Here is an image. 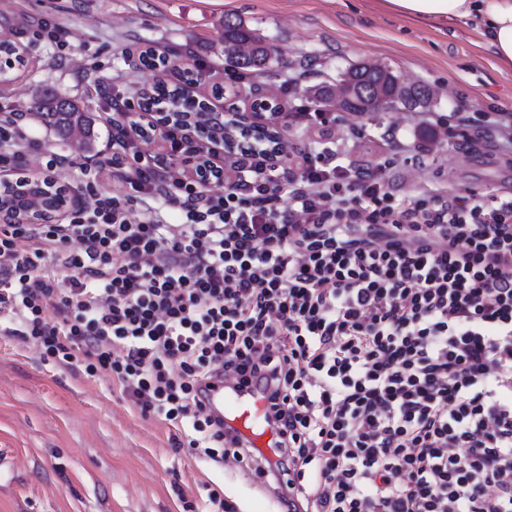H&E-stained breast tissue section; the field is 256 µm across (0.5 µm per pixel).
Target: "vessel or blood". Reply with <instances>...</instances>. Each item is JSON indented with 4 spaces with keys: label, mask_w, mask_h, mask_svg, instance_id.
Segmentation results:
<instances>
[{
    "label": "vessel or blood",
    "mask_w": 512,
    "mask_h": 512,
    "mask_svg": "<svg viewBox=\"0 0 512 512\" xmlns=\"http://www.w3.org/2000/svg\"><path fill=\"white\" fill-rule=\"evenodd\" d=\"M204 410L235 431L260 459L273 461L274 433L268 425L269 398L261 388H235L215 377L201 386Z\"/></svg>",
    "instance_id": "obj_1"
}]
</instances>
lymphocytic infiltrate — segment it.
Returning a JSON list of instances; mask_svg holds the SVG:
<instances>
[{"label":"lymphocytic infiltrate","mask_w":512,"mask_h":512,"mask_svg":"<svg viewBox=\"0 0 512 512\" xmlns=\"http://www.w3.org/2000/svg\"><path fill=\"white\" fill-rule=\"evenodd\" d=\"M457 122L464 148H512L502 113ZM267 153L247 143L212 195L222 168L162 185L133 144L81 165L64 220L0 221V320L215 462L249 458L201 382L268 389L287 512H512V198L402 199L389 158L282 179ZM108 167L129 193L101 190ZM158 188L180 221L145 206Z\"/></svg>","instance_id":"lymphocytic-infiltrate-1"}]
</instances>
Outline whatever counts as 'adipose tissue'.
Here are the masks:
<instances>
[{
  "label": "adipose tissue",
  "instance_id": "1",
  "mask_svg": "<svg viewBox=\"0 0 512 512\" xmlns=\"http://www.w3.org/2000/svg\"><path fill=\"white\" fill-rule=\"evenodd\" d=\"M416 21L448 25L466 20L483 31L497 61L512 68V0H382Z\"/></svg>",
  "mask_w": 512,
  "mask_h": 512
}]
</instances>
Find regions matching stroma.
Here are the masks:
<instances>
[{
	"label": "stroma",
	"instance_id": "1",
	"mask_svg": "<svg viewBox=\"0 0 512 512\" xmlns=\"http://www.w3.org/2000/svg\"><path fill=\"white\" fill-rule=\"evenodd\" d=\"M263 37L281 58L269 73L237 86L239 112L273 92L277 103L312 99L358 64L388 67L405 84L428 86L427 107L374 114L334 109L337 164L374 166L394 157L399 196L427 181L492 196L512 188V161L479 143L459 149V129L425 135L429 117L451 112H511L512 69L497 71L483 37L470 23L438 31L415 24L376 0H0V34L20 44L26 65L0 84V118L25 113L30 142L71 159L57 182L70 184L87 153L62 143L29 114L42 88L84 106L94 121L95 149L112 154L113 101L135 100L157 72L135 60L157 50L177 72L201 75L196 94L211 97L227 82L225 16ZM59 23L64 42L37 37L41 21ZM307 72H300V65ZM292 88H284L288 75ZM173 426L142 416L106 376L90 377L44 359L21 337L0 334V512H201L210 491L241 512H272L273 496L234 461L216 464L172 448Z\"/></svg>",
	"mask_w": 512,
	"mask_h": 512
}]
</instances>
